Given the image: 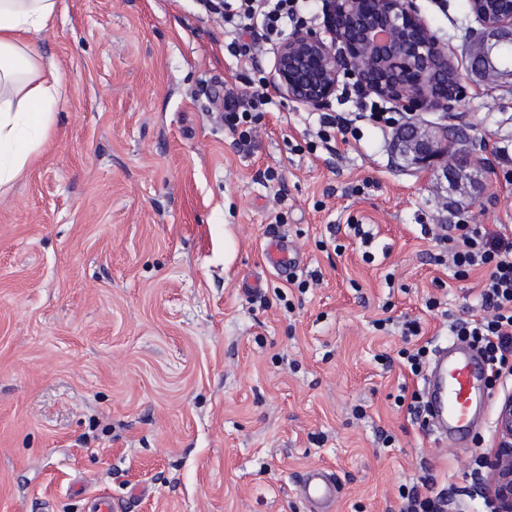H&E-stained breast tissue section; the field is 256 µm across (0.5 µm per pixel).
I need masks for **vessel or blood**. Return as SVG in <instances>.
I'll use <instances>...</instances> for the list:
<instances>
[{
  "label": "vessel or blood",
  "instance_id": "obj_1",
  "mask_svg": "<svg viewBox=\"0 0 512 512\" xmlns=\"http://www.w3.org/2000/svg\"><path fill=\"white\" fill-rule=\"evenodd\" d=\"M265 255L272 268L285 272L299 264V256L285 237H270ZM488 363L461 341L438 348L424 384L429 426L436 437L455 445L482 423L481 411L491 403L486 390ZM299 493L308 512H335L338 485L335 475L312 467L299 480Z\"/></svg>",
  "mask_w": 512,
  "mask_h": 512
}]
</instances>
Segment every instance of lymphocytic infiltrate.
<instances>
[{"label":"lymphocytic infiltrate","mask_w":512,"mask_h":512,"mask_svg":"<svg viewBox=\"0 0 512 512\" xmlns=\"http://www.w3.org/2000/svg\"><path fill=\"white\" fill-rule=\"evenodd\" d=\"M224 31L230 35L229 53L241 64L255 63L259 45L256 32L279 37L302 26L316 7V0H223ZM271 96L265 81L252 90L224 99V117L238 132V142L250 145L253 127ZM404 112H388L377 104L358 112L356 119L324 112L318 118L317 136L322 143L336 137L357 135V122L399 128L410 122ZM439 243L455 276L483 274L479 311L469 318L454 319L452 336L468 341L487 358L492 380L512 376V225L487 229L476 224H434L424 229Z\"/></svg>","instance_id":"1"}]
</instances>
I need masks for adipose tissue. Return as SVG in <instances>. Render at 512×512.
<instances>
[{
	"instance_id": "1",
	"label": "adipose tissue",
	"mask_w": 512,
	"mask_h": 512,
	"mask_svg": "<svg viewBox=\"0 0 512 512\" xmlns=\"http://www.w3.org/2000/svg\"><path fill=\"white\" fill-rule=\"evenodd\" d=\"M57 9V0H0V189L38 157L53 126L61 77L31 37Z\"/></svg>"
}]
</instances>
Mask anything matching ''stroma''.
<instances>
[{
	"label": "stroma",
	"mask_w": 512,
	"mask_h": 512,
	"mask_svg": "<svg viewBox=\"0 0 512 512\" xmlns=\"http://www.w3.org/2000/svg\"><path fill=\"white\" fill-rule=\"evenodd\" d=\"M412 2L462 92L421 118L463 116V193L444 163L397 165L388 129L313 148L317 109L277 92L237 146L224 96L252 73L197 0H60L33 38L59 66L56 123L0 193V512H86L103 492L126 512H306L312 466L335 472L337 512H400L425 476L455 489L448 512H485L474 459L498 428L437 440L398 401L423 383L397 357L403 322L438 343L479 309L480 273L456 278L422 227L512 225V90L470 74L467 0ZM273 235L306 292L266 263Z\"/></svg>",
	"instance_id": "obj_1"
}]
</instances>
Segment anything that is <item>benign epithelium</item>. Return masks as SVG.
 Listing matches in <instances>:
<instances>
[{"mask_svg":"<svg viewBox=\"0 0 512 512\" xmlns=\"http://www.w3.org/2000/svg\"><path fill=\"white\" fill-rule=\"evenodd\" d=\"M331 40L298 30L276 48L274 88L290 100L313 108L328 104L340 73L356 69L360 87L417 113L448 107L461 91L448 54L439 48L426 19L410 0H327ZM479 36L469 45V71L487 87L512 86V10L490 13L484 0H473ZM341 51H336V43ZM457 129L411 124L393 137L395 157L427 169L448 153H461ZM501 447L487 458L489 478L483 493L492 512H512V395L499 407Z\"/></svg>","mask_w":512,"mask_h":512,"instance_id":"7a95c632","label":"benign epithelium"}]
</instances>
